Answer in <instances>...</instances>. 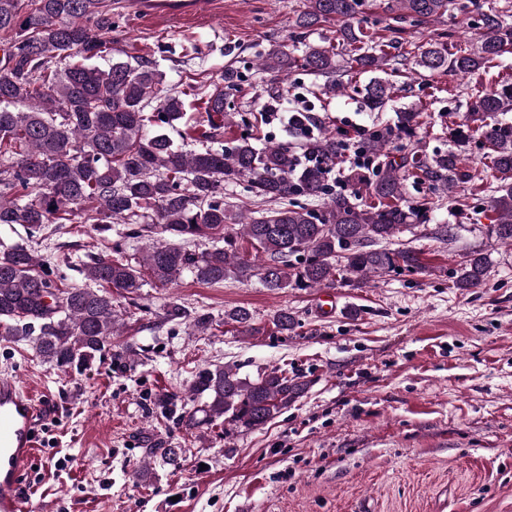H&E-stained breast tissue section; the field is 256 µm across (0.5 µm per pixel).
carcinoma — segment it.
Segmentation results:
<instances>
[{
	"label": "carcinoma",
	"instance_id": "1",
	"mask_svg": "<svg viewBox=\"0 0 512 512\" xmlns=\"http://www.w3.org/2000/svg\"><path fill=\"white\" fill-rule=\"evenodd\" d=\"M476 2L390 0L387 11L396 22L391 30L398 34L399 23L417 26L465 12ZM368 7L369 0H305L294 27L309 31L336 21V42L310 43L298 58L284 46L271 48L258 56L256 70L281 83L292 69L304 68L325 77L320 92L334 96L341 57L349 69L375 74L365 95L372 109H383L394 86L377 72L403 42L375 38L354 24ZM114 8H119L114 0H0V226H19L30 238L41 233L51 240L94 202L97 232L148 240L134 263L116 247L80 261L91 282L86 287L54 274L50 258L29 243L0 241V335L28 343L42 361L78 367L111 350L122 326L114 289L136 296L151 282L164 287L186 275L222 284L254 269L272 291L323 288L341 270L359 287L385 272L415 268V251L376 244L425 222L459 183H497V223L487 225V234L512 246V124L498 120L512 111L511 82L480 91L469 121L451 128L460 145L473 137L484 142L482 168L466 165L461 149L415 162L396 157L389 138H411L421 125V113L405 109L388 136L373 134L360 145L374 164L347 174L353 186L368 191L370 202L358 204V191L334 192L328 183L342 154L330 132L309 139L301 153L282 142L259 148L251 136L229 147L221 143L230 117L224 99L240 82L231 66L214 81L194 83L204 104L195 122L208 129L211 144L175 145L168 129L182 123L190 104L168 88L163 70L141 59L114 60L105 69L91 63L112 52ZM480 22L476 50L452 52L448 42L437 39L401 57L413 56L415 65L431 74L489 71L512 49V26L492 7L480 13ZM412 177L428 183L434 195L409 199ZM241 179L255 198L256 210L248 215L233 213L224 202V184ZM298 196L320 201V208L292 202ZM241 236L260 251V263L240 255ZM198 240L211 246L188 247ZM488 271L487 257L472 251L453 270V285L476 288ZM304 390L285 369L247 380L230 365L210 364L194 375L190 393L198 406L189 423L256 429Z\"/></svg>",
	"mask_w": 512,
	"mask_h": 512
}]
</instances>
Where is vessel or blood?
<instances>
[{
    "instance_id": "1",
    "label": "vessel or blood",
    "mask_w": 512,
    "mask_h": 512,
    "mask_svg": "<svg viewBox=\"0 0 512 512\" xmlns=\"http://www.w3.org/2000/svg\"><path fill=\"white\" fill-rule=\"evenodd\" d=\"M43 409V404L15 381L0 378V512H37L24 488Z\"/></svg>"
}]
</instances>
